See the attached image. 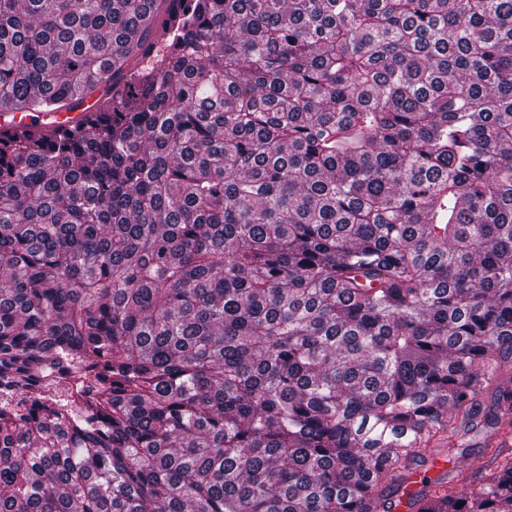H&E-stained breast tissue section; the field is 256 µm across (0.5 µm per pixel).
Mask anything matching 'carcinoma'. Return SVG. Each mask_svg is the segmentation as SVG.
Wrapping results in <instances>:
<instances>
[{"label":"carcinoma","mask_w":512,"mask_h":512,"mask_svg":"<svg viewBox=\"0 0 512 512\" xmlns=\"http://www.w3.org/2000/svg\"><path fill=\"white\" fill-rule=\"evenodd\" d=\"M0 512H512V0H0ZM15 112L10 115L9 120H5L2 116V122H0V134L7 130L17 126H45L44 122L53 120L52 124L48 126H69L72 121H75L78 117L84 116L90 112Z\"/></svg>","instance_id":"1"}]
</instances>
